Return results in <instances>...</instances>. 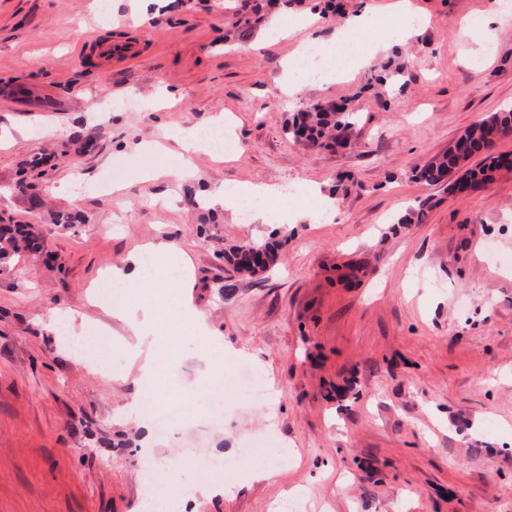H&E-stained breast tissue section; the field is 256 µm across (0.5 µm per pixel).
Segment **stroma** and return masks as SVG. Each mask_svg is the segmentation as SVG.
I'll return each instance as SVG.
<instances>
[{
  "instance_id": "1",
  "label": "stroma",
  "mask_w": 512,
  "mask_h": 512,
  "mask_svg": "<svg viewBox=\"0 0 512 512\" xmlns=\"http://www.w3.org/2000/svg\"><path fill=\"white\" fill-rule=\"evenodd\" d=\"M111 2L104 15L99 0H0V226H27L39 244L0 256V512H138L143 473L188 443L239 471L183 512H274L294 497L298 512H512V169L473 190L412 176L512 107V10L486 24L489 0H416L428 16L418 36L291 103L280 86L296 39L247 50L264 26L246 25L238 0H161L155 17ZM315 6L329 35L361 0H276L265 26ZM96 38L137 53L98 63L85 53ZM163 87L176 100L145 109ZM316 105L356 114L347 147L286 133ZM218 114L237 154H195L193 180L144 178L176 160L133 145ZM300 181L317 196L294 192ZM237 183L283 187L287 200L268 207L298 221L207 207ZM419 207L424 218L405 223ZM168 229L192 278L136 293L188 299L218 336L229 421L203 436L185 394L212 390L209 343L169 357L180 384L159 381L154 396L181 403L185 423L163 435L131 412L130 335L96 291ZM272 235L285 241L275 265L229 273L225 248ZM49 309L77 312V337L108 334L107 367L57 347ZM242 364L270 404L237 402ZM271 439L286 460L253 479Z\"/></svg>"
}]
</instances>
